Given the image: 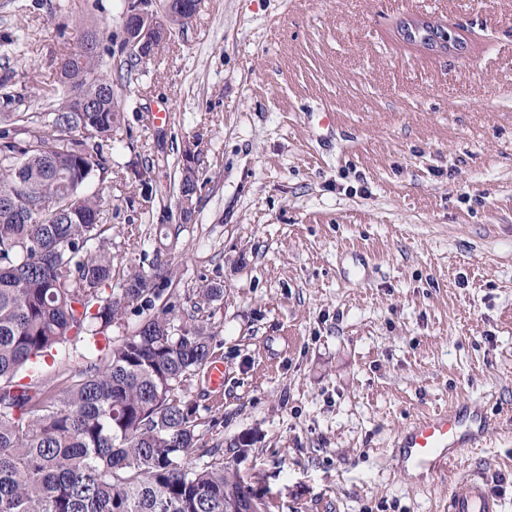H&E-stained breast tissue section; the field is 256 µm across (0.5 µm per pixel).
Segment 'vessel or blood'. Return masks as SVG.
I'll list each match as a JSON object with an SVG mask.
<instances>
[{"label": "vessel or blood", "mask_w": 512, "mask_h": 512, "mask_svg": "<svg viewBox=\"0 0 512 512\" xmlns=\"http://www.w3.org/2000/svg\"><path fill=\"white\" fill-rule=\"evenodd\" d=\"M489 433V423L472 416L465 403L418 419L398 437L402 468L429 474L449 471L465 452L482 447ZM498 507V498L480 474L460 484L448 501V512H497Z\"/></svg>", "instance_id": "b4317fda"}]
</instances>
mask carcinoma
<instances>
[{
	"mask_svg": "<svg viewBox=\"0 0 512 512\" xmlns=\"http://www.w3.org/2000/svg\"><path fill=\"white\" fill-rule=\"evenodd\" d=\"M45 112L0 79V512H271L224 448H199L197 410L179 394L210 363L215 334L183 317L177 266L156 250L112 289L103 197L85 185L110 168L125 122L120 82L102 71V37L63 25ZM161 43L126 60H152ZM140 320L112 339L130 312ZM59 364L63 386L35 383Z\"/></svg>",
	"mask_w": 512,
	"mask_h": 512,
	"instance_id": "obj_1",
	"label": "carcinoma"
}]
</instances>
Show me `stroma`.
<instances>
[{
    "instance_id": "35a3bbf8",
    "label": "stroma",
    "mask_w": 512,
    "mask_h": 512,
    "mask_svg": "<svg viewBox=\"0 0 512 512\" xmlns=\"http://www.w3.org/2000/svg\"><path fill=\"white\" fill-rule=\"evenodd\" d=\"M124 7L0 0V76L43 111L58 27L84 14L117 44ZM407 16L466 51L400 41ZM123 95L112 169L88 184L116 275L176 223L183 145L208 180L172 240L181 298L224 289L202 311L224 386L182 391L201 444L272 512H448L474 470L512 512V0H201ZM460 402L493 425L484 446L401 473L396 435Z\"/></svg>"
}]
</instances>
